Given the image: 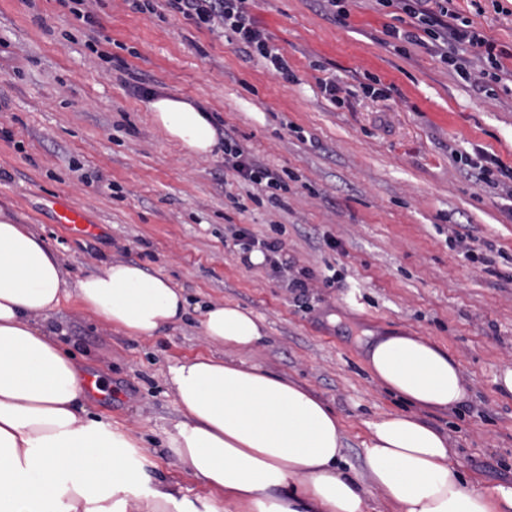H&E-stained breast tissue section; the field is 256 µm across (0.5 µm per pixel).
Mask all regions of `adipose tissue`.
I'll return each instance as SVG.
<instances>
[{"mask_svg":"<svg viewBox=\"0 0 512 512\" xmlns=\"http://www.w3.org/2000/svg\"><path fill=\"white\" fill-rule=\"evenodd\" d=\"M147 107L186 153H221L203 104L160 93ZM70 298L131 336L180 323L191 307L183 288L133 263L68 281L45 240L0 209V512H128L134 501L146 512H375L368 481L393 512H512V488L471 486L447 436L418 416L464 402L459 362L398 332L369 335L364 361L414 411L369 423L361 473L341 468V422L306 388L216 354L170 367L181 417L167 446L209 491L188 501L152 481L133 439L89 410L87 373L48 321ZM199 323L221 348L267 340L264 321L237 305L210 304Z\"/></svg>","mask_w":512,"mask_h":512,"instance_id":"obj_1","label":"adipose tissue"}]
</instances>
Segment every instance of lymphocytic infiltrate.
Masks as SVG:
<instances>
[{"label":"lymphocytic infiltrate","mask_w":512,"mask_h":512,"mask_svg":"<svg viewBox=\"0 0 512 512\" xmlns=\"http://www.w3.org/2000/svg\"><path fill=\"white\" fill-rule=\"evenodd\" d=\"M171 12L192 21L209 31L231 32L240 51L259 56L268 69L289 80L293 72L287 59L270 47L264 31L259 28L248 10L249 0H165ZM384 7H397L411 19L407 30L392 29L390 37L411 45L424 41L440 44L447 49L445 61L453 66L464 81L477 90H484L486 80L500 82L512 78V69L503 64L505 51L496 49L477 30L469 17L456 11L454 0H377ZM468 46L477 49L476 59L458 54L457 49ZM224 148V168L233 172L240 182L260 187L267 192L269 202L281 204L282 194L288 189L283 173L254 160L232 136L221 140ZM469 177L475 184L484 185L512 198V167L503 165L495 156L480 154L471 162ZM232 238L243 256L261 252L264 263L293 292H306L311 277L309 271L296 269L283 255L284 243L275 236L259 238L248 229L233 231Z\"/></svg>","instance_id":"f902f5d3"}]
</instances>
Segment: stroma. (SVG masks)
<instances>
[{"mask_svg": "<svg viewBox=\"0 0 512 512\" xmlns=\"http://www.w3.org/2000/svg\"><path fill=\"white\" fill-rule=\"evenodd\" d=\"M248 7L296 82L240 52L231 33L161 8L99 0L91 31L60 0H0V208L45 239L69 280L131 262L199 305L261 317L265 345L238 359L331 405L359 472L369 422L407 409L367 370L361 339L394 329L432 339L459 360L468 396L421 419L447 435L476 488L512 487V396L496 385L512 367V200L468 180L461 163L480 150L512 166V90L474 92L436 49L387 36L410 19L376 0H349L336 20L320 0ZM93 34L113 62L90 49ZM128 72L205 102L252 156L292 172L283 205L251 202L252 186L226 175L223 157L185 154L123 84ZM327 77L344 105L322 93ZM373 78L385 99L365 97ZM54 197L85 210L98 233L76 237L58 224ZM235 227L259 237L280 228L286 257L315 274L307 293L244 265ZM459 235L502 251L493 271L464 260ZM52 322L104 384L95 413L136 440L154 479L206 497L166 446L180 417L168 370L214 350L197 315L134 337L71 300Z\"/></svg>", "mask_w": 512, "mask_h": 512, "instance_id": "obj_1", "label": "stroma"}]
</instances>
